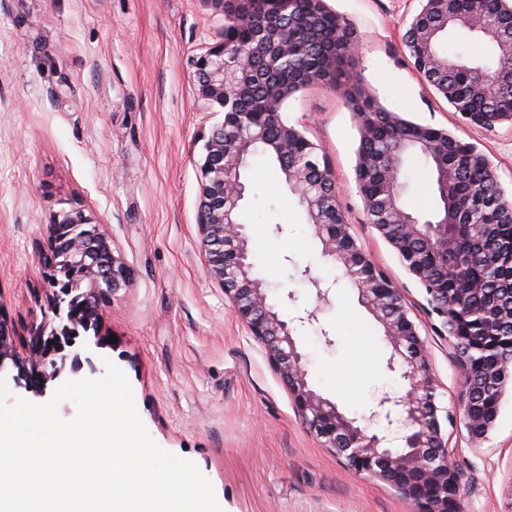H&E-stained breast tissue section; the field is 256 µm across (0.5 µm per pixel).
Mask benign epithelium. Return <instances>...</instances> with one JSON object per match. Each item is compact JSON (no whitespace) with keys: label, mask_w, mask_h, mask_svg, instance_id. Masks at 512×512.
<instances>
[{"label":"benign epithelium","mask_w":512,"mask_h":512,"mask_svg":"<svg viewBox=\"0 0 512 512\" xmlns=\"http://www.w3.org/2000/svg\"><path fill=\"white\" fill-rule=\"evenodd\" d=\"M453 0H422L420 11L412 17L410 53L417 71L431 77L438 61L430 52L432 24L448 13ZM466 24L479 32L487 0H465ZM248 23V12L224 15V35L236 41L238 29ZM226 43L209 47L192 60L199 97L222 109H237L245 117L248 141L265 142L266 121L275 118L288 84L265 87L249 110H242L246 88L263 79V71L272 62L288 57V31L279 25L263 29L260 45L238 46L233 64L225 63ZM225 124L215 127L205 143L206 155L200 167V195L196 224L201 236L208 272L224 287L233 310L251 334L264 346L268 358L288 387L303 422L320 442L337 451L355 472L393 480L417 507V512H448V490L460 491L461 476L448 442L441 434L436 417L437 382L432 372L427 347L415 325L401 314L389 310L401 302L396 287L379 291L372 287L378 269L358 247L336 242V218L321 209L320 201L308 200L314 215L312 230L322 243V255L341 264L343 272L358 291L363 306L384 329L391 347L388 368L399 362L402 377L410 389L396 405L406 408L408 417L419 429L407 439V447L382 448L381 440L368 427L341 413L336 403L318 394L308 383L303 355L298 350L288 323L279 318L268 303L262 282L251 277L244 225L229 219L230 211L243 200L245 185L239 180L241 148L227 137ZM400 230L406 237L419 236L429 246V255L448 264L457 252V239L446 224H412L410 216L397 212ZM49 261L54 267L81 269L85 291L77 293L72 284L57 277L50 279L54 317L58 325L34 329L25 352L16 351L13 330L0 315V369L6 362L17 369V377L35 392L60 372L55 356L64 350L61 338L76 327L86 329L97 324L99 310L132 282V271L124 260L113 254L111 245L91 217L80 208L55 216L48 225ZM53 371L46 372L47 366Z\"/></svg>","instance_id":"7a95c632"}]
</instances>
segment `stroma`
Here are the masks:
<instances>
[{"label":"stroma","instance_id":"stroma-1","mask_svg":"<svg viewBox=\"0 0 512 512\" xmlns=\"http://www.w3.org/2000/svg\"><path fill=\"white\" fill-rule=\"evenodd\" d=\"M358 47L368 94L409 119L445 128L492 161L512 197V124L463 122L416 71L403 36L419 0H326ZM224 37L213 0H0V310L24 344L52 319L42 257L54 216L83 209L134 270L102 311L98 331L65 349L99 378L104 359L126 374L139 415L164 450L193 461L222 512H413L387 482L351 470L298 416L263 345L207 272L196 224L205 137L224 118L199 99L190 65ZM288 124L332 168L349 232L397 288L425 340L437 380L441 434L462 475L465 512H512V388L486 438L458 411L464 372L428 296L368 224L354 167L359 131L341 91L313 85L288 98ZM406 209L437 205L434 174L409 161ZM241 203L252 275L292 330L310 386L346 416L402 448L414 425L408 388L387 367L381 324L362 305L288 188L278 165L243 172ZM330 285L320 305L313 279ZM317 319L305 321L307 312Z\"/></svg>","mask_w":512,"mask_h":512}]
</instances>
